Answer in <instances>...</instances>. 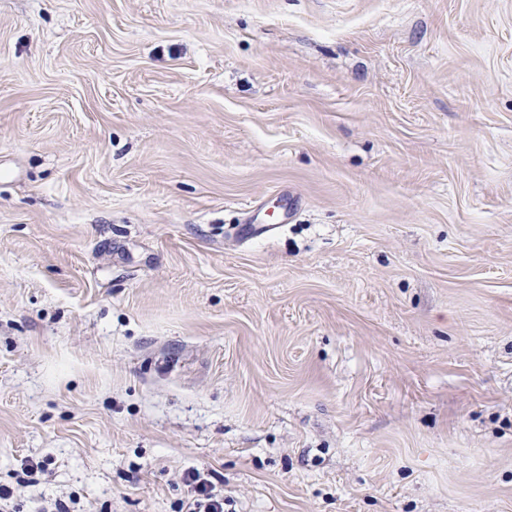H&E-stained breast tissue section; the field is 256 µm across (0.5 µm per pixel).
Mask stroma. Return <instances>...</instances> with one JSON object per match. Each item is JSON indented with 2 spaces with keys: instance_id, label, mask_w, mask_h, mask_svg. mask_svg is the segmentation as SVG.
Wrapping results in <instances>:
<instances>
[{
  "instance_id": "1",
  "label": "stroma",
  "mask_w": 512,
  "mask_h": 512,
  "mask_svg": "<svg viewBox=\"0 0 512 512\" xmlns=\"http://www.w3.org/2000/svg\"><path fill=\"white\" fill-rule=\"evenodd\" d=\"M190 469L512 512V0H0V485Z\"/></svg>"
}]
</instances>
